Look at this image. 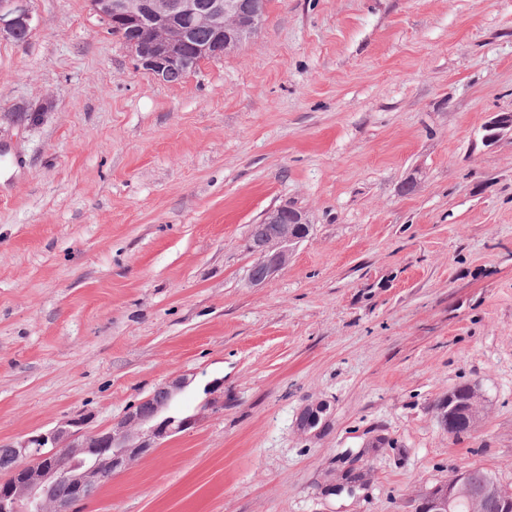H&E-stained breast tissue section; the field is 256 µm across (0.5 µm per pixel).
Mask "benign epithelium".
<instances>
[{
    "label": "benign epithelium",
    "instance_id": "1",
    "mask_svg": "<svg viewBox=\"0 0 512 512\" xmlns=\"http://www.w3.org/2000/svg\"><path fill=\"white\" fill-rule=\"evenodd\" d=\"M90 10L134 34L143 25L152 35L143 46L127 41L138 66L158 79L176 69L191 66L185 44L203 25L217 31L215 53L224 55L247 42L262 24L263 0H88ZM30 0H0V37L11 38L19 30L36 28ZM482 142L489 146L512 133V113L503 112L481 126ZM311 231L306 211L280 205L267 211L252 226L247 249L257 260L248 280L254 286L270 280L287 264L293 249ZM464 419L453 414L442 420L449 434L470 430L479 422L477 393L468 389ZM199 419L161 416V408L149 411L136 404L112 424L91 427L92 417L68 418L55 427L11 445L14 467L0 478V512H70L72 499L103 484L136 458L159 447L168 437L193 428ZM69 486L72 497L56 496L59 483ZM468 512H512V490L501 486L478 468L457 471L447 482L430 490L418 512H453L460 501Z\"/></svg>",
    "mask_w": 512,
    "mask_h": 512
}]
</instances>
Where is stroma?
Here are the masks:
<instances>
[{"instance_id":"35a3bbf8","label":"stroma","mask_w":512,"mask_h":512,"mask_svg":"<svg viewBox=\"0 0 512 512\" xmlns=\"http://www.w3.org/2000/svg\"><path fill=\"white\" fill-rule=\"evenodd\" d=\"M31 6L0 38V445L183 375L197 425L75 512H417L467 467L512 489V134L480 133L512 112V0H269L176 84L87 0ZM285 203L310 234L250 285ZM464 385L480 421L451 435ZM482 142L486 145L494 144L505 133H512V113H498L481 126Z\"/></svg>"}]
</instances>
